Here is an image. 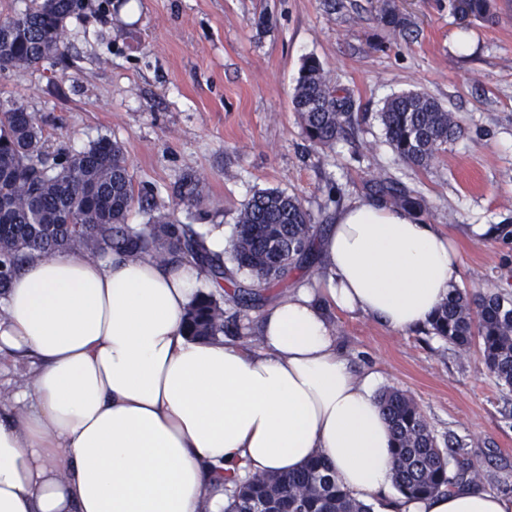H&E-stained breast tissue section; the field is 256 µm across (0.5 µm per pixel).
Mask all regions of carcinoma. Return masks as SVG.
<instances>
[{"label": "carcinoma", "mask_w": 512, "mask_h": 512, "mask_svg": "<svg viewBox=\"0 0 512 512\" xmlns=\"http://www.w3.org/2000/svg\"><path fill=\"white\" fill-rule=\"evenodd\" d=\"M493 0H458L466 13L484 19ZM81 0H29L26 7L0 22V71L21 74L45 61L68 54L65 23L82 10ZM380 23L402 33L408 18L384 4ZM303 132L313 145L331 149L366 113L355 100L340 96L321 63L303 60L291 98ZM376 118L387 143L402 162L428 169L461 131L458 117L425 92L407 91L387 99ZM367 197L377 203L426 211L424 198L392 178L364 182ZM204 182L191 178L176 194V205L197 209L205 221L220 209L205 210ZM147 215L130 224L134 207ZM316 224L300 199L268 188L255 192L238 210L228 256L204 249L201 235L173 213L161 210L154 192L135 189L121 145L103 135L80 151L50 154L36 115L20 100L0 104V292L31 251L81 246L104 259L112 253L136 257L152 253L174 263L198 262L218 286L234 282V273L253 283L281 280L310 255ZM232 267H227L225 261ZM189 336L224 339V299L199 292L186 313ZM432 333L468 349L478 346L498 385L512 392V293H493L478 300L456 288L430 322ZM380 403L392 434L394 481L399 492L416 500L446 490L472 473L463 448L448 449L429 427L418 405L405 392L390 389ZM263 504L269 512H374L336 482L326 459L315 457L295 472L252 478L232 490L225 512H251Z\"/></svg>", "instance_id": "1"}]
</instances>
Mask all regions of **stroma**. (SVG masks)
Masks as SVG:
<instances>
[{
    "instance_id": "stroma-1",
    "label": "stroma",
    "mask_w": 512,
    "mask_h": 512,
    "mask_svg": "<svg viewBox=\"0 0 512 512\" xmlns=\"http://www.w3.org/2000/svg\"><path fill=\"white\" fill-rule=\"evenodd\" d=\"M410 25L387 33L384 0H85L67 22L74 60L23 75L0 73V102L18 99L43 127L50 153L108 135L123 148L135 187L168 205L184 177L202 178L232 231L255 191L298 196L315 219L364 198L363 181L390 177L425 198L461 259L458 283L479 296L512 287V246L475 239L474 224L512 219V0L495 17H462L455 0H395ZM467 51H458L459 36ZM368 117L333 149L304 136L291 97L305 57ZM408 90L437 98L462 131L428 170L399 161L376 119L385 99ZM309 263L259 289L240 321L255 338L263 309L312 278ZM352 369L380 373L406 391L438 438L460 442L482 487L512 494V393L497 386L478 348L458 349L428 328L395 332L363 315L331 310Z\"/></svg>"
}]
</instances>
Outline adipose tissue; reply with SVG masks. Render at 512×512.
Returning a JSON list of instances; mask_svg holds the SVG:
<instances>
[{
	"mask_svg": "<svg viewBox=\"0 0 512 512\" xmlns=\"http://www.w3.org/2000/svg\"><path fill=\"white\" fill-rule=\"evenodd\" d=\"M460 276L438 225L354 200L320 240L318 277L267 307L257 342H202L183 321L194 262L32 253L0 295V356L41 361L0 403V512H224L218 475L317 455L376 512H512V495L469 481L396 492L381 377L352 370L326 315L421 327Z\"/></svg>",
	"mask_w": 512,
	"mask_h": 512,
	"instance_id": "ef3b65f1",
	"label": "adipose tissue"
}]
</instances>
